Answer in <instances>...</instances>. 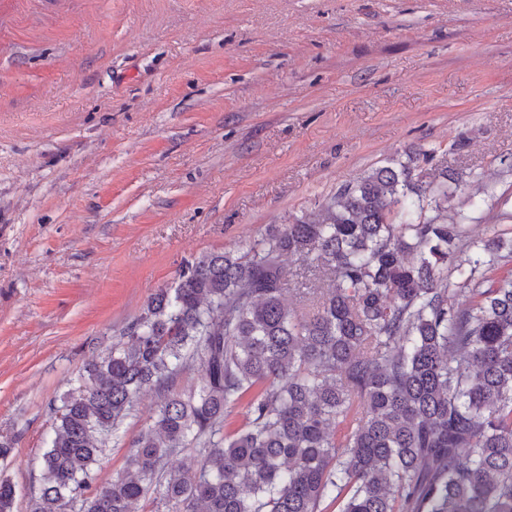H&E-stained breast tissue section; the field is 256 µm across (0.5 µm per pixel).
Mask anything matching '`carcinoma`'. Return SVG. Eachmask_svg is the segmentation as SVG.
<instances>
[{
  "mask_svg": "<svg viewBox=\"0 0 512 512\" xmlns=\"http://www.w3.org/2000/svg\"><path fill=\"white\" fill-rule=\"evenodd\" d=\"M433 159L410 150L182 265L49 408L28 512H512V239L448 222L464 180ZM147 390L153 424L96 484ZM14 501L1 477L0 512Z\"/></svg>",
  "mask_w": 512,
  "mask_h": 512,
  "instance_id": "1",
  "label": "carcinoma"
}]
</instances>
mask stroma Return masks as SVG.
I'll list each match as a JSON object with an SVG mask.
<instances>
[{"instance_id": "obj_1", "label": "stroma", "mask_w": 512, "mask_h": 512, "mask_svg": "<svg viewBox=\"0 0 512 512\" xmlns=\"http://www.w3.org/2000/svg\"><path fill=\"white\" fill-rule=\"evenodd\" d=\"M410 147L448 218L512 238V0H0V473L27 512L48 405L188 260ZM143 392L96 474L151 422Z\"/></svg>"}]
</instances>
